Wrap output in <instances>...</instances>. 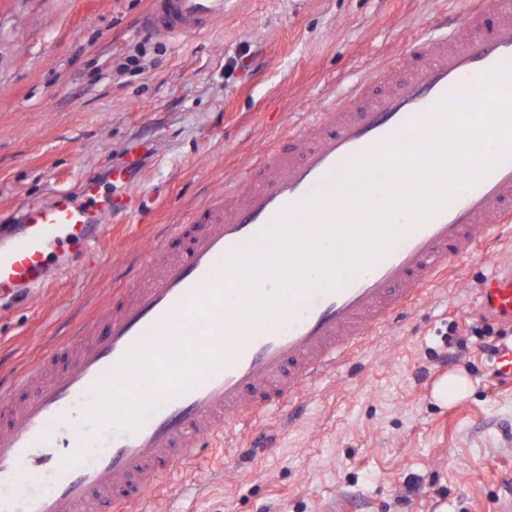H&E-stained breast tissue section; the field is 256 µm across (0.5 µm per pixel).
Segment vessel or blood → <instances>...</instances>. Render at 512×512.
I'll use <instances>...</instances> for the list:
<instances>
[{"label":"vessel or blood","instance_id":"obj_1","mask_svg":"<svg viewBox=\"0 0 512 512\" xmlns=\"http://www.w3.org/2000/svg\"><path fill=\"white\" fill-rule=\"evenodd\" d=\"M228 0H149L143 25L188 39L224 20ZM499 19L485 29L490 8ZM512 66V0H467L461 17L406 43L388 63L366 73L343 102L322 107L291 133V146L270 147L244 177L245 190L226 188L220 201L172 225L152 251L147 286L128 281L96 316L76 324L32 366L0 383V398L20 400L0 411V512H130L132 492L164 489L163 464L195 461L201 448H219L220 435L264 421L274 408L306 395L323 374L360 353L385 324L420 304L447 281L460 254L491 238H512V150L498 149L495 167L476 170L475 186L429 221L373 253L366 266L328 291L285 296L287 314L237 329L230 360L204 362L191 388L159 393L134 432L105 421L84 424L94 382L144 390L141 378L118 370L127 356L176 354L175 341H211L219 318L247 307L241 290L215 303L211 285L226 264L267 248L259 232L285 217L300 223L339 218L338 197L307 204V194L342 179L347 163L392 139L433 138L435 109L444 97L471 96L477 78ZM380 92L374 99L366 93ZM137 161L86 176L78 193L26 203L0 232V296L39 288L100 241L107 224L137 206L113 196L132 181ZM187 240L186 252L172 244ZM485 314L512 322V271L477 287Z\"/></svg>","mask_w":512,"mask_h":512}]
</instances>
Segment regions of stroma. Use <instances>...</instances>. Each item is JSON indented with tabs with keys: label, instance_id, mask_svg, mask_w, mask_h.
Here are the masks:
<instances>
[{
	"label": "stroma",
	"instance_id": "stroma-1",
	"mask_svg": "<svg viewBox=\"0 0 512 512\" xmlns=\"http://www.w3.org/2000/svg\"><path fill=\"white\" fill-rule=\"evenodd\" d=\"M147 7L0 0V222L136 153L142 202L84 268L0 300V372L90 319L122 287L119 270L149 275L165 226L241 183L268 144L287 145L463 0H231L222 26L182 42L143 30ZM511 268L512 240L463 252L447 282L290 411L219 456L168 467L170 493L140 494L135 512H497L512 498V379L492 376L469 328L477 285ZM455 370L468 396L436 404L434 382Z\"/></svg>",
	"mask_w": 512,
	"mask_h": 512
}]
</instances>
